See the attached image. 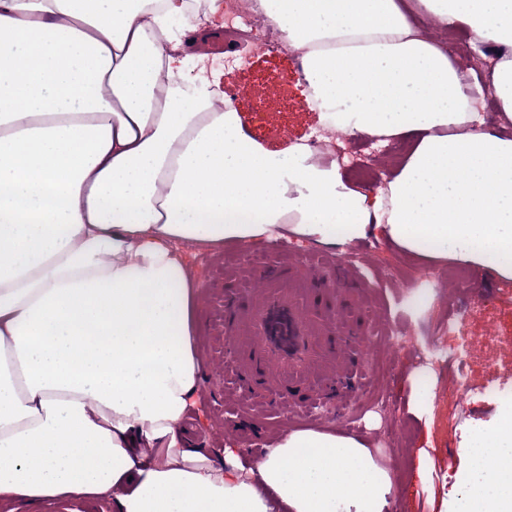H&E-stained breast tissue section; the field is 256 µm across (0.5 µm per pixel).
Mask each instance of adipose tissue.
I'll list each match as a JSON object with an SVG mask.
<instances>
[{"instance_id": "1", "label": "adipose tissue", "mask_w": 512, "mask_h": 512, "mask_svg": "<svg viewBox=\"0 0 512 512\" xmlns=\"http://www.w3.org/2000/svg\"><path fill=\"white\" fill-rule=\"evenodd\" d=\"M300 54L323 123L411 135L365 193L337 164L265 149L216 110L182 0H0V512H386L366 443L281 433L255 462L202 448L198 282L176 243L212 249L381 232L437 262L512 279V134L416 12L493 44L485 88L512 121V0H258ZM483 454L472 512H512V428Z\"/></svg>"}]
</instances>
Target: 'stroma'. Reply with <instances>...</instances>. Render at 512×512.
<instances>
[{"label":"stroma","mask_w":512,"mask_h":512,"mask_svg":"<svg viewBox=\"0 0 512 512\" xmlns=\"http://www.w3.org/2000/svg\"><path fill=\"white\" fill-rule=\"evenodd\" d=\"M221 82L250 100L239 116L247 132L266 149L285 151L307 140L319 127L317 111L305 107L307 85L296 55L285 51L254 52L246 65L221 68ZM354 255L346 280L323 289L322 316L358 330L361 341L340 350L343 377L356 381L329 397V374L317 370L299 388L312 404H331L329 417L285 402L276 387L242 385L240 366L249 341L239 336L226 346L227 300L250 302L252 288L241 272L247 264L279 269L289 259H308L312 276L326 280L337 261ZM201 288L197 327L201 336V393L211 416L208 429H194L203 448L232 439L259 458L263 445L294 428L341 430L364 438L376 461L394 477L391 493L397 512H458L475 467L472 444L498 428L512 410V279L482 268V290L464 297L429 294L422 309L398 302L409 274L445 272V265L426 261L374 235L328 246L276 240L261 248L236 243L200 251L195 260ZM495 325L496 336L483 350L468 347L473 337ZM400 331L401 351L388 348V333ZM437 357L429 376L433 410L416 403L415 380L422 355ZM461 387L470 400L461 408L438 398L439 390Z\"/></svg>","instance_id":"35a3bbf8"}]
</instances>
